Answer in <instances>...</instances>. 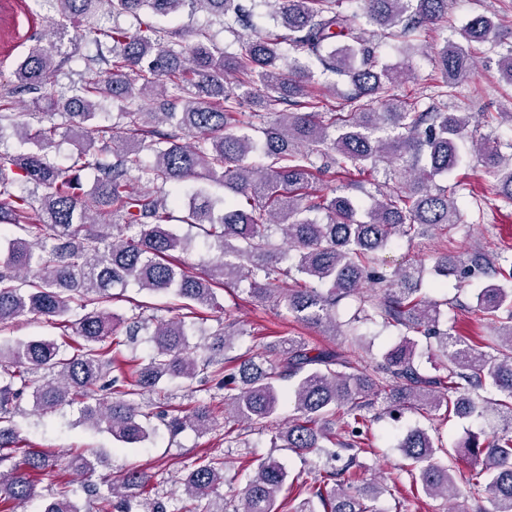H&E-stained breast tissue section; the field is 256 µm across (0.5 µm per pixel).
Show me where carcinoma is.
I'll return each mask as SVG.
<instances>
[{
  "label": "carcinoma",
  "mask_w": 512,
  "mask_h": 512,
  "mask_svg": "<svg viewBox=\"0 0 512 512\" xmlns=\"http://www.w3.org/2000/svg\"><path fill=\"white\" fill-rule=\"evenodd\" d=\"M67 19L92 18L101 4L112 13L138 14L149 8L174 15L185 4L214 15L233 17L244 34L239 52L228 54L200 41L175 49L151 25L134 32L113 28L104 37L110 56L90 60L87 80L71 88L65 100L55 97L50 75L66 62L62 50L68 30L56 28L58 40L29 47L14 70L15 81L0 87V140L9 125L24 154L0 150V224L19 230L0 237V326L33 316L72 328L73 350L65 354L55 340L30 339L0 344V512L37 495L35 477L55 469L87 474L93 463L84 453L62 460L36 449L20 450L12 408L24 393L34 410L48 413L77 407L84 423L105 427L124 445L146 441L150 413L138 398L163 381L195 379L209 372L211 388L224 392V412L248 426L273 421L281 405H293L292 418L275 438L300 453L329 455L328 418L341 410L353 451L341 469L325 472L322 484L309 486L312 497L296 512H374L372 502L386 487L361 483L353 468L364 451L363 436L379 414H402L421 406L445 410V416L480 418L495 409L503 427L493 440L475 434L445 449L423 428L410 429L399 440L410 485L435 497L454 498L461 490L484 499L482 512H512V260L500 252L477 251L470 274L488 277L474 296L475 311L494 326L496 336L474 345L450 329L440 328V303L421 293L423 272L409 263L388 279L375 275L377 255L406 239L451 230L461 211L448 187L435 183L451 178L465 157L470 112H450L437 105L417 111V101L389 93L404 84L409 65L389 68L350 16L335 9V0H273L274 16L285 32L253 31L254 0H51ZM450 0H362L367 22L386 34L408 38L448 15ZM501 19L478 14L465 25L460 39L423 53H434L440 80L438 98L453 97L477 68L475 46L495 41ZM344 76L348 112H316L311 86V60ZM183 93L167 98V85ZM36 95L51 107L47 124L33 126L26 115L10 111L15 96ZM124 103L118 113L122 136L97 125L101 101ZM267 111L291 103L303 112H280L254 140L237 112L244 103ZM81 132L70 164L52 155L61 125ZM170 126L171 131L159 130ZM478 162L490 177L489 193L512 201V155L505 157L490 136L472 144ZM152 160H143V154ZM260 155L259 166L248 159ZM384 160L400 165L395 189L370 196L365 219H357L355 200L338 189L312 198L317 175L335 169L341 179L349 166L377 169ZM95 177L90 188L84 173ZM201 175L244 197L241 209L230 199L224 208L203 191L191 196L184 216L179 196L164 190ZM325 212L326 221L309 216ZM197 230L213 242L219 256L193 275L174 256L187 247L174 221ZM281 233L288 250L274 239ZM508 278L497 281L501 263ZM433 267L440 276L457 275V264L441 253ZM303 281L286 288L287 281ZM249 282L256 299L283 308L315 328L336 327V307L358 299L364 319L374 312L400 330L435 339L436 351L448 360L447 374L430 375L416 362L418 343L408 337L369 365L334 349L312 347L290 339L272 351H258L224 372L226 352L242 335L227 319L210 333L211 340L192 356L186 319L218 305V291ZM133 282L151 294H171L181 315L156 324L147 358L130 372L112 375V345L105 344L114 323L107 304L123 296ZM81 315L71 322L73 309ZM288 383L283 390L282 383ZM493 393L487 398L479 392ZM209 407L170 414L171 434L190 427L207 430ZM472 459L467 469L457 457ZM288 472L276 460L262 461L248 478L234 512H278V494ZM106 491L94 488L100 512H166L143 497L147 476L130 469L104 480ZM224 485V459L203 456L183 482L191 502L208 499ZM42 512H82L65 490Z\"/></svg>",
  "instance_id": "cac0c4a2"
}]
</instances>
